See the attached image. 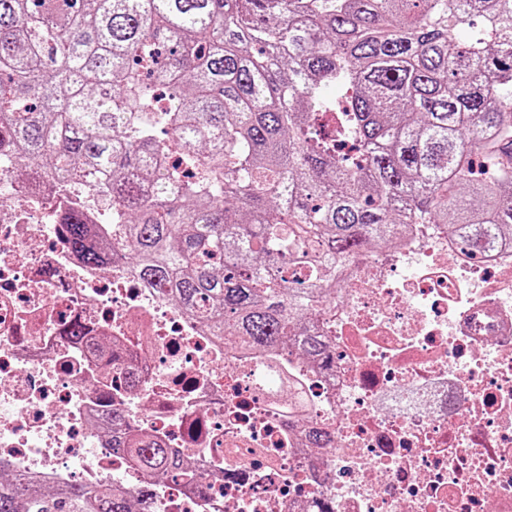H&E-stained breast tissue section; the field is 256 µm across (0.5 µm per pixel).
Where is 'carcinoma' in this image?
I'll list each match as a JSON object with an SVG mask.
<instances>
[{
	"label": "carcinoma",
	"mask_w": 512,
	"mask_h": 512,
	"mask_svg": "<svg viewBox=\"0 0 512 512\" xmlns=\"http://www.w3.org/2000/svg\"><path fill=\"white\" fill-rule=\"evenodd\" d=\"M342 85L346 96L329 89ZM90 208L115 257L218 338L297 342L337 264L406 224L487 256L512 230V0H0V157ZM148 476L184 464L129 428ZM0 512H134L123 491Z\"/></svg>",
	"instance_id": "carcinoma-1"
}]
</instances>
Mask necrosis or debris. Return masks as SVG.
Here are the masks:
<instances>
[{"instance_id": "1", "label": "necrosis or debris", "mask_w": 512, "mask_h": 512, "mask_svg": "<svg viewBox=\"0 0 512 512\" xmlns=\"http://www.w3.org/2000/svg\"><path fill=\"white\" fill-rule=\"evenodd\" d=\"M61 202L46 181L0 191L1 479L122 490L136 512H512L511 246L479 259L413 224L350 257L310 325L322 366L216 338L129 265L87 267ZM117 413L201 491L130 468Z\"/></svg>"}]
</instances>
